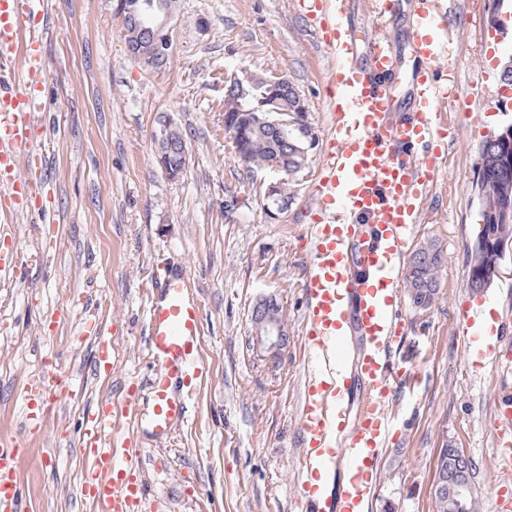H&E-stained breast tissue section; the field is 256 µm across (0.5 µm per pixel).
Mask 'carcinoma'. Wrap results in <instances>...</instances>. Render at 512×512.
<instances>
[{
  "label": "carcinoma",
  "mask_w": 512,
  "mask_h": 512,
  "mask_svg": "<svg viewBox=\"0 0 512 512\" xmlns=\"http://www.w3.org/2000/svg\"><path fill=\"white\" fill-rule=\"evenodd\" d=\"M224 96V129L235 131V139L239 142L236 152L242 167L250 173L262 169L270 171L273 166H279V192L284 199H289L288 176L299 172L307 162V145L302 142L305 131L288 134L291 145L281 146L279 135L272 126L263 123V119L271 112H285L292 107L295 103L294 93L290 92L288 98L275 101L266 97L264 86L246 84L244 92L239 95L226 92ZM479 177L483 179V187L478 194L485 230L482 236L476 237L471 249L468 271L470 287L477 291L492 283L490 268L486 264L496 257L498 242L512 237V221L505 223L498 220L504 206H512V125L484 142ZM420 250L430 253L433 261L415 273L407 274L406 283L410 290L419 282L434 285L431 292L410 298L414 306L428 310L438 294L442 251L434 243L424 245Z\"/></svg>",
  "instance_id": "1"
}]
</instances>
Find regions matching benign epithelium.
Returning <instances> with one entry per match:
<instances>
[{"label": "benign epithelium", "instance_id": "obj_1", "mask_svg": "<svg viewBox=\"0 0 512 512\" xmlns=\"http://www.w3.org/2000/svg\"><path fill=\"white\" fill-rule=\"evenodd\" d=\"M140 27L128 34L125 44L135 58L150 67L167 63L172 47V26L174 8L171 0H141ZM261 81L272 95L278 96L288 91L289 80L285 76H264L247 73L243 77L232 75L225 78L231 88L239 89L244 84ZM175 124L172 116L160 123L154 133L156 158L165 175L176 180L180 171L171 166L166 148L169 129ZM265 210L268 217L276 220L288 209V202L276 196V183L271 182L265 190ZM251 319L255 328L257 347L267 353L270 360L280 359L288 346V331L284 320L277 312V306L268 297L259 299L252 309ZM470 470L469 457L459 448L443 447L438 451L437 469L432 484V492L448 498L451 510L461 509L460 498L467 486V473Z\"/></svg>", "mask_w": 512, "mask_h": 512}]
</instances>
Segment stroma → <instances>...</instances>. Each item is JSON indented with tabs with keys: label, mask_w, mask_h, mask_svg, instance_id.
Returning a JSON list of instances; mask_svg holds the SVG:
<instances>
[{
	"label": "stroma",
	"mask_w": 512,
	"mask_h": 512,
	"mask_svg": "<svg viewBox=\"0 0 512 512\" xmlns=\"http://www.w3.org/2000/svg\"><path fill=\"white\" fill-rule=\"evenodd\" d=\"M458 33L445 173L408 244L442 250L439 292L430 310L401 295L406 334L396 352L411 375L394 404L395 435L384 450L369 512H434L431 486L443 444L473 463L477 512H495L494 401L512 392V373L465 376L456 337L458 309L485 304L512 313V250L483 292L468 284L480 222L476 188L489 133L512 124V32L488 20L491 0H454ZM42 53L48 79L37 119L50 141L42 197L48 211L14 212L0 230V440L24 450L18 512H96L80 495L92 468L79 448L92 404L121 401L145 384L147 289L153 265L190 269L203 304L200 357L206 374L184 422L168 438L141 435L146 512H306L297 492L303 391L302 272L310 261L305 214L327 134L329 61L294 0H177L172 51L153 69L126 49L113 0H43ZM252 72L288 77L307 107L316 145L288 178L291 200L269 220L264 188L276 175L245 174L224 130V79ZM484 114L474 124L471 109ZM171 114L189 165L169 180L155 160L153 132ZM264 295L285 314L289 343L278 362L255 346L251 310ZM115 370L96 377L98 341ZM52 363L77 380L51 411L44 434L25 433L17 396Z\"/></svg>",
	"instance_id": "35a3bbf8"
}]
</instances>
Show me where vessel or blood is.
Listing matches in <instances>:
<instances>
[{
	"mask_svg": "<svg viewBox=\"0 0 512 512\" xmlns=\"http://www.w3.org/2000/svg\"><path fill=\"white\" fill-rule=\"evenodd\" d=\"M321 35L331 61L326 84L328 133L311 196L304 270L306 366L299 413L297 487L313 512H364L381 455L394 432L387 406L404 378L392 346L403 333L397 319L404 267L400 261L428 196L443 176L444 160L431 152L451 138L444 119L457 87L437 73L455 66L448 31L449 0H373L380 23L362 39L348 21V0H298ZM41 0H0V71L19 69L17 81L0 84V186L11 200L32 192L21 166L46 165L41 111L46 67L42 31L30 29V48L18 58L20 20ZM203 308L187 271L161 267L151 277L146 307V348L151 365L150 404L127 390L123 405L135 426L164 438L186 418L205 367L198 359ZM457 336L474 374L502 365L500 343L485 340L481 309L462 312ZM358 376L364 399L357 422L341 436L348 383ZM66 378L42 371L21 397L29 433L45 430L53 401L65 398ZM82 448L93 457L82 496L98 512H140L144 497L141 453L134 438L113 439V406L103 401L85 418ZM16 443L0 444V512H17L20 476Z\"/></svg>",
	"mask_w": 512,
	"mask_h": 512,
	"instance_id": "vessel-or-blood-1",
	"label": "vessel or blood"
}]
</instances>
